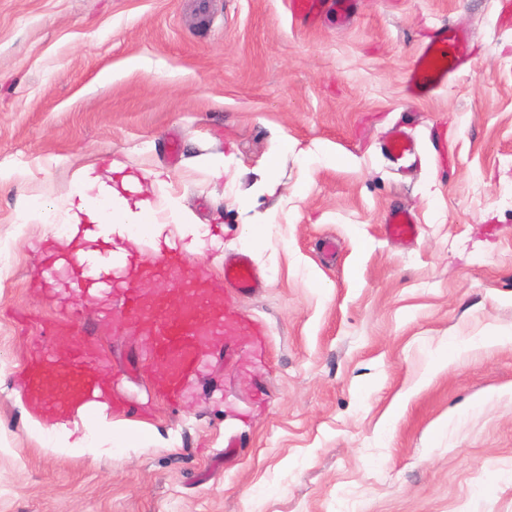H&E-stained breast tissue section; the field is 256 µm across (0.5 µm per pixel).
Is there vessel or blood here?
<instances>
[{
  "label": "vessel or blood",
  "mask_w": 512,
  "mask_h": 512,
  "mask_svg": "<svg viewBox=\"0 0 512 512\" xmlns=\"http://www.w3.org/2000/svg\"><path fill=\"white\" fill-rule=\"evenodd\" d=\"M466 62L455 30L450 28L437 33L420 50L407 83L408 93L425 96L445 83L449 75L461 72ZM386 230L394 237L412 235L416 231L415 220L404 209L391 210ZM119 272L124 275L119 287L123 307L130 317L145 325L152 363L165 373L170 392L178 393L183 380L196 372L209 350L223 342L228 328L225 316L212 307L209 274L201 266L190 264L181 253L168 251L150 260L111 258L102 265L95 262L77 265L74 284L85 289ZM140 279L162 280L186 287L191 303L176 307L165 296L147 299L136 286ZM224 281L242 293L258 286L251 261L244 255L225 264ZM100 353L99 344L77 339L63 354L37 356L29 373L35 398L43 399L50 378L59 375L75 384L79 398L92 401L97 384L90 365Z\"/></svg>",
  "instance_id": "vessel-or-blood-1"
}]
</instances>
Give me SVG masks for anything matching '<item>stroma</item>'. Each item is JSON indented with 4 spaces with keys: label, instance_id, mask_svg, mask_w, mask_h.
<instances>
[{
    "label": "stroma",
    "instance_id": "stroma-1",
    "mask_svg": "<svg viewBox=\"0 0 512 512\" xmlns=\"http://www.w3.org/2000/svg\"><path fill=\"white\" fill-rule=\"evenodd\" d=\"M337 2L0 0V512H512V344L434 366L512 332V0H355L344 25ZM450 25L471 68L411 98ZM89 162L198 224L218 305L263 329L178 401L111 285L46 259ZM237 255L256 293L225 286ZM78 337L122 405L98 460L48 449L19 398L35 343ZM415 219L402 208L390 211L386 220V230L394 237L410 236L416 231Z\"/></svg>",
    "mask_w": 512,
    "mask_h": 512
}]
</instances>
